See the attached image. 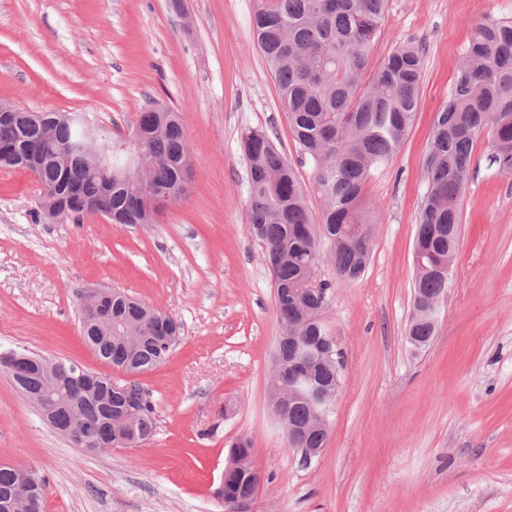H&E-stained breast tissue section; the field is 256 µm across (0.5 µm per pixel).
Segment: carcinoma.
Here are the masks:
<instances>
[{
    "label": "carcinoma",
    "mask_w": 512,
    "mask_h": 512,
    "mask_svg": "<svg viewBox=\"0 0 512 512\" xmlns=\"http://www.w3.org/2000/svg\"><path fill=\"white\" fill-rule=\"evenodd\" d=\"M387 0H274L255 10L252 28L257 47L274 77L294 140L314 173L322 199L319 214L310 210L295 169L267 132L250 129L241 143L250 151L248 223L263 246V258L275 271L274 295L283 330L301 337L298 347L279 339L272 377L288 383V357L313 361L311 384L336 387L342 353L322 318L331 285L312 282L323 253L336 276L356 280L372 251L376 219L363 199L366 182L397 154L419 109L422 49L399 46L376 66L371 55L385 17ZM57 117L45 142L36 180L45 187L41 208L52 195L94 199L112 212L114 224H153L147 197H182V178L190 166L179 113L151 105L138 113L131 130H141L138 150L146 163L130 164L112 132L91 127L81 116L19 109L0 122V143L34 139L41 116ZM102 152L112 153V184L86 158L74 155L85 133ZM486 137L488 159L503 175H512V23L480 22L460 59L448 102L436 112L425 159L427 192L415 236L413 311L407 331L412 347L422 349L435 333L430 300L449 288L460 246V199L473 165L474 145ZM96 356L115 370L140 375L164 363L170 352L158 345L160 312L130 295L112 290V342L81 326ZM137 399L136 436L126 445L141 447L156 430L150 391L128 383ZM270 402L288 426L306 431L304 447H325L332 408L314 402L307 387L294 397ZM28 479L44 512L46 481L29 467L0 465V503L18 482ZM248 470L231 474L217 500L237 508L238 494L256 492Z\"/></svg>",
    "instance_id": "1"
}]
</instances>
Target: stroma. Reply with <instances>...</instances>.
I'll list each match as a JSON object with an SVG mask.
<instances>
[{
    "mask_svg": "<svg viewBox=\"0 0 512 512\" xmlns=\"http://www.w3.org/2000/svg\"><path fill=\"white\" fill-rule=\"evenodd\" d=\"M257 0H0V102L81 112L126 132L151 102L181 115L185 195L154 224L89 214L48 222L26 170L0 171V353L27 350L122 381L79 326L78 295L130 293L182 325L166 364L138 380L156 430L140 448L88 452L0 371V463L47 481L46 512H231L214 497L249 438L261 481L247 512H512V175L478 139L461 243L435 335L413 349V240L424 160L471 25L512 22V0H389L373 49L424 53L415 123L364 197L379 224L364 274L331 285L324 321L343 354L327 442L311 464L268 406L280 334L273 277L247 224L243 132L262 129L313 175L257 50Z\"/></svg>",
    "mask_w": 512,
    "mask_h": 512,
    "instance_id": "35a3bbf8",
    "label": "stroma"
}]
</instances>
